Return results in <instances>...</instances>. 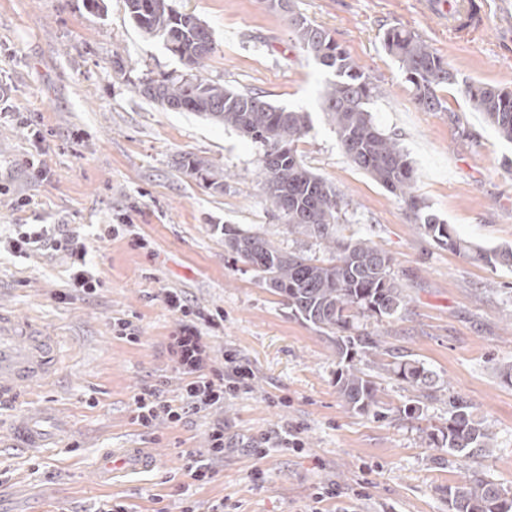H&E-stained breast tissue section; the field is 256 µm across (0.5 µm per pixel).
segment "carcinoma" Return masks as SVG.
Masks as SVG:
<instances>
[{
  "label": "carcinoma",
  "instance_id": "obj_1",
  "mask_svg": "<svg viewBox=\"0 0 512 512\" xmlns=\"http://www.w3.org/2000/svg\"><path fill=\"white\" fill-rule=\"evenodd\" d=\"M130 18L145 34L162 39L185 73L147 79L142 95L177 112H195L215 123L231 126L260 144L262 189L278 217L289 227L334 244L335 258L325 263L275 247L258 233L224 226V249L248 264L266 288L281 297L291 314L331 336L339 357L336 388L347 406L360 414H381L382 401L373 377L356 360L377 352L368 335L355 334L363 318L393 317L403 309V289L393 276L392 258L368 238L340 239L336 224L346 203L336 189L308 170L295 143L312 127L308 112L277 106L255 92H237L203 77L214 51L211 31L199 18L178 11L173 0H125ZM288 25L300 48L324 67L327 80L322 111L334 126L337 140L350 163L375 182L402 198L424 232L439 245L456 252L469 250L449 225L424 212L413 194L415 170L398 141L374 122L368 108L374 87L340 45L306 16L288 11ZM383 44L411 85L416 103L428 112H445L438 95L456 83L448 64L414 33L392 28ZM465 94L482 112L498 137L512 143V90L468 83ZM186 174L206 179L212 164L186 156ZM491 266L512 267V248L481 253ZM389 370L412 387L429 388V371L420 362L395 357ZM448 427L437 446L465 466L486 445L488 434L462 401L449 402ZM451 512H512V499L494 483L476 475L464 486L448 487Z\"/></svg>",
  "mask_w": 512,
  "mask_h": 512
}]
</instances>
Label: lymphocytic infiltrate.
Here are the masks:
<instances>
[{
    "label": "lymphocytic infiltrate",
    "instance_id": "1",
    "mask_svg": "<svg viewBox=\"0 0 512 512\" xmlns=\"http://www.w3.org/2000/svg\"><path fill=\"white\" fill-rule=\"evenodd\" d=\"M5 244L14 254L23 256L45 246L63 252L68 264L67 285L83 296L97 294L102 283L90 269V250L79 235L56 224H19ZM167 309L179 321L178 330L170 336L168 350L178 373L180 395L172 401L162 390L145 387L132 397L133 421L151 429L161 423L177 424L189 415L204 412L212 415L205 454L187 452L186 471L192 480L209 483L219 475L217 464L224 459V423L220 418L227 397L247 392L252 372L229 355L222 360L212 358L205 339L206 332L220 329L222 311L205 313L193 306L181 291L170 289L164 295Z\"/></svg>",
    "mask_w": 512,
    "mask_h": 512
}]
</instances>
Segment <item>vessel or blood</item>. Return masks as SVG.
I'll return each instance as SVG.
<instances>
[{"instance_id":"vessel-or-blood-1","label":"vessel or blood","mask_w":512,"mask_h":512,"mask_svg":"<svg viewBox=\"0 0 512 512\" xmlns=\"http://www.w3.org/2000/svg\"><path fill=\"white\" fill-rule=\"evenodd\" d=\"M59 339L43 326L18 318L0 306V405L10 404L37 383L52 381L59 372ZM40 414L18 412L10 429L15 446L24 450L40 447L43 431ZM154 450L132 449L117 460H103L101 473L137 472L154 468Z\"/></svg>"}]
</instances>
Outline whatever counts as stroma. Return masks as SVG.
Listing matches in <instances>:
<instances>
[{
  "label": "stroma",
  "mask_w": 512,
  "mask_h": 512,
  "mask_svg": "<svg viewBox=\"0 0 512 512\" xmlns=\"http://www.w3.org/2000/svg\"><path fill=\"white\" fill-rule=\"evenodd\" d=\"M426 0H290L273 12L261 0H174L205 22L215 50L203 74L278 106L309 112L299 158L331 184L347 207L341 238L371 239L392 258L406 295L398 318L358 322L379 353L360 363L379 386L384 417L352 411L339 395L336 349L326 334L293 317L249 265L224 250V225L263 235L276 247L329 259L328 243L291 231L261 189L259 144L230 126L174 112L141 95L142 79L180 74L162 42L129 17L125 0H0V233L17 224H63L91 237L97 225L130 223L149 251L126 240L98 244L92 262L103 283L92 297L68 294L66 265L45 249L0 254V302L61 338L55 383L0 406V430L16 409L48 403L37 451L0 447V512H95L104 501L129 512H448L446 487L469 473L437 449L448 403L466 402L489 435L472 472L512 491V268L478 260L475 250L512 246V144L501 141L464 95L481 82L512 89V24L486 13L478 33L448 31ZM321 26L375 89L370 109L398 140L416 171L413 193L471 251L439 245L399 197L354 168L321 110L328 72L297 45L289 12ZM409 30L457 75L442 88L447 109L414 100L383 46L386 30ZM40 117L34 147L23 122ZM40 154L47 177L28 164ZM191 155L213 163L218 187L179 167ZM26 206H17V199ZM182 291L196 307L224 312L210 336L214 356L233 353L253 371L248 392L224 401V460L218 478L193 481L185 454L208 445L211 418L145 429L132 420V396L179 379L166 350L178 322L163 294ZM140 330L131 344L112 321ZM419 361L433 378L430 398L386 371L390 353ZM298 435V452L252 455L262 437ZM119 448H153L155 468L99 481L101 458ZM265 482L256 485L255 471ZM332 497H320L323 487Z\"/></svg>",
  "instance_id": "stroma-1"
}]
</instances>
